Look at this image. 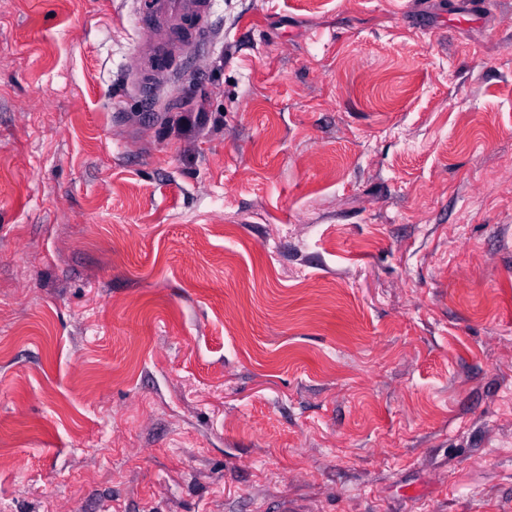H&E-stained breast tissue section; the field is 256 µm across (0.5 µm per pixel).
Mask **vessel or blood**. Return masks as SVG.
Segmentation results:
<instances>
[{
	"mask_svg": "<svg viewBox=\"0 0 512 512\" xmlns=\"http://www.w3.org/2000/svg\"><path fill=\"white\" fill-rule=\"evenodd\" d=\"M211 0H147L137 10L143 36L136 44L127 85L139 97L154 99L152 72L215 37L209 24Z\"/></svg>",
	"mask_w": 512,
	"mask_h": 512,
	"instance_id": "1",
	"label": "vessel or blood"
}]
</instances>
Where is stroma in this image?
Returning a JSON list of instances; mask_svg holds the SVG:
<instances>
[{
  "label": "stroma",
  "instance_id": "obj_1",
  "mask_svg": "<svg viewBox=\"0 0 512 512\" xmlns=\"http://www.w3.org/2000/svg\"><path fill=\"white\" fill-rule=\"evenodd\" d=\"M0 0V512H512V0ZM210 13L211 0H148L145 9L135 12L143 37L128 70L127 86L133 94L155 101L152 72L171 68L179 55L215 39Z\"/></svg>",
  "mask_w": 512,
  "mask_h": 512
}]
</instances>
